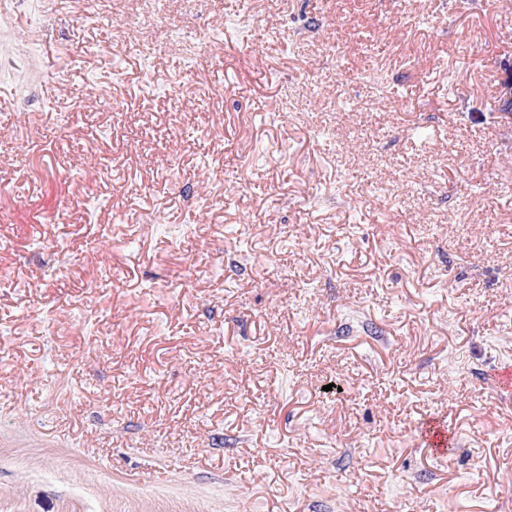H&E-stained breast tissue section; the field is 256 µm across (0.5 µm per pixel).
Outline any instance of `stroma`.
I'll list each match as a JSON object with an SVG mask.
<instances>
[{
    "mask_svg": "<svg viewBox=\"0 0 512 512\" xmlns=\"http://www.w3.org/2000/svg\"><path fill=\"white\" fill-rule=\"evenodd\" d=\"M52 2L0 0V512H512V6Z\"/></svg>",
    "mask_w": 512,
    "mask_h": 512,
    "instance_id": "35a3bbf8",
    "label": "stroma"
}]
</instances>
